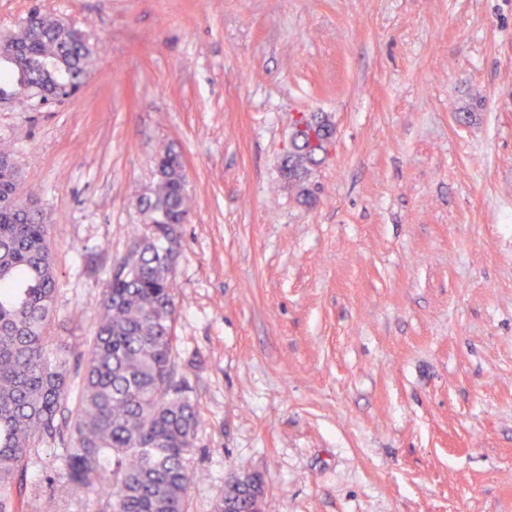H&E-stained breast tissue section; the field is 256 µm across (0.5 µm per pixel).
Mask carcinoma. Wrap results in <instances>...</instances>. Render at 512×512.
I'll list each match as a JSON object with an SVG mask.
<instances>
[{
    "mask_svg": "<svg viewBox=\"0 0 512 512\" xmlns=\"http://www.w3.org/2000/svg\"><path fill=\"white\" fill-rule=\"evenodd\" d=\"M92 49L83 34L30 11L0 38V96L36 92L63 103L82 87ZM330 124L304 121L285 171L300 184L332 144ZM139 205L136 232L113 265L83 367L71 371L50 322L57 274L48 225L16 200L18 175L0 165V512H24L32 449L60 447L70 484L101 488L102 512H186L187 456L200 417L182 394L174 354L172 265L192 206L184 163L170 148ZM263 484L245 469L215 512H262Z\"/></svg>",
    "mask_w": 512,
    "mask_h": 512,
    "instance_id": "carcinoma-1",
    "label": "carcinoma"
}]
</instances>
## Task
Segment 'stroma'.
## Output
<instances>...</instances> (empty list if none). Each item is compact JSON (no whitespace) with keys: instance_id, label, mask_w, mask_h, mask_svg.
<instances>
[{"instance_id":"35a3bbf8","label":"stroma","mask_w":512,"mask_h":512,"mask_svg":"<svg viewBox=\"0 0 512 512\" xmlns=\"http://www.w3.org/2000/svg\"><path fill=\"white\" fill-rule=\"evenodd\" d=\"M81 29L76 98L0 107L78 365L156 153L182 157L175 358L188 512L240 469L262 512H512V0H0ZM334 128L305 198L298 116ZM26 512H101L53 445Z\"/></svg>"}]
</instances>
